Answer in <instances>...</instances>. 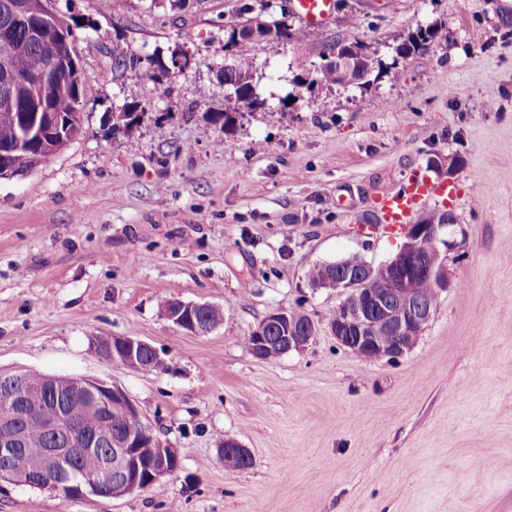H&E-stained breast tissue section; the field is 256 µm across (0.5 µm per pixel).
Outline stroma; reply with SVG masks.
<instances>
[{"label": "stroma", "instance_id": "1", "mask_svg": "<svg viewBox=\"0 0 512 512\" xmlns=\"http://www.w3.org/2000/svg\"><path fill=\"white\" fill-rule=\"evenodd\" d=\"M53 7L72 26L83 133L0 180V371L116 383L181 468L111 499L0 481V512H512V0H336L306 42L254 43L241 66L265 107L230 128L208 116L230 107L234 0ZM428 25L445 39L398 57ZM333 37L369 47L379 72L315 85ZM116 39L135 67L113 66ZM175 48L190 66L149 79ZM132 102L144 122L113 133L105 117ZM432 160L459 190L434 204L457 222L451 286L411 351L362 359L329 331L340 296L308 272L391 257L402 230L375 223L376 199ZM173 299L223 319L192 334L164 316ZM276 310L317 333L256 359L245 338ZM98 335L150 343L164 370L100 359ZM227 437L251 466H225Z\"/></svg>", "mask_w": 512, "mask_h": 512}]
</instances>
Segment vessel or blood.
I'll return each mask as SVG.
<instances>
[{"instance_id": "1", "label": "vessel or blood", "mask_w": 512, "mask_h": 512, "mask_svg": "<svg viewBox=\"0 0 512 512\" xmlns=\"http://www.w3.org/2000/svg\"><path fill=\"white\" fill-rule=\"evenodd\" d=\"M306 27L319 29L332 17L334 0H289ZM453 188L446 182L431 179L427 170L416 168L402 180L399 187L392 189L377 200L380 223L393 226L407 224L411 214L419 207L438 199L451 197Z\"/></svg>"}]
</instances>
